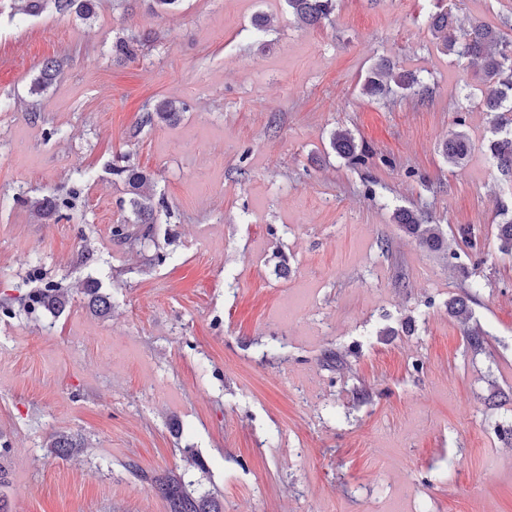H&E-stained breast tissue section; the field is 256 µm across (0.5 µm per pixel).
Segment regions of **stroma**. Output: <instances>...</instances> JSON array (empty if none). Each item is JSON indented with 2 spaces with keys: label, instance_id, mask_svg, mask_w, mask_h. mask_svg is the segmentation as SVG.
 Listing matches in <instances>:
<instances>
[{
  "label": "stroma",
  "instance_id": "35a3bbf8",
  "mask_svg": "<svg viewBox=\"0 0 512 512\" xmlns=\"http://www.w3.org/2000/svg\"><path fill=\"white\" fill-rule=\"evenodd\" d=\"M433 9L337 0L305 26L285 0H98L90 21L0 0V302L49 281L70 294L59 315H0L12 512H169L129 460L221 512H512V257L496 239L512 186L475 69L432 38ZM458 16L512 39V0H463ZM382 59L424 95H363ZM162 100L187 109L142 124ZM338 128L360 163L331 149ZM457 130L472 150L455 167L442 144ZM116 165L164 198L157 247L114 240L130 215ZM21 191L74 206L39 219ZM399 208L440 224L444 249L408 236ZM464 224L474 246L455 239ZM89 276L109 314L79 292ZM464 294L479 354L448 314ZM56 431L81 449L51 455Z\"/></svg>",
  "mask_w": 512,
  "mask_h": 512
}]
</instances>
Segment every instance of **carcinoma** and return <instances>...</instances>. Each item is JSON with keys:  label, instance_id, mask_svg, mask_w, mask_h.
I'll use <instances>...</instances> for the list:
<instances>
[{"label": "carcinoma", "instance_id": "obj_1", "mask_svg": "<svg viewBox=\"0 0 512 512\" xmlns=\"http://www.w3.org/2000/svg\"><path fill=\"white\" fill-rule=\"evenodd\" d=\"M21 10L28 15H38L46 10L58 14H76L88 20L95 13L94 0H20ZM288 7L297 20L305 25H315L328 19L336 10V0H286ZM436 11L430 15L429 29L441 48L461 59H469L479 64V81L484 86L481 105L487 112H496L497 127L495 138L489 141L488 151L503 179L512 184V119L505 113L512 112V41L504 32L494 29L480 20L470 23L469 29L460 35L453 34L457 18L455 7L445 6L441 0L435 3ZM420 85L419 78L407 71L396 69L386 60L380 61L366 77L362 90L371 97L385 98L398 91H411ZM184 107L174 101H163L156 105L154 112H148L143 122L149 123L154 118L175 119ZM330 146L336 154L351 163L362 160L363 152L353 134L347 129H338L331 133ZM471 150L468 136L463 132H454L443 143V155L452 165L462 164ZM112 174L119 177L128 188L129 205L132 208L134 223L118 224L112 230V236L121 243L132 247H145L153 241L155 224L161 219V212L167 210L165 201L155 199L149 192L150 178L143 171L130 165L115 166ZM17 200L29 206L39 215L58 214L72 208L67 198L44 197L30 199L24 192H19ZM396 221L406 232L414 237L420 245L431 250L443 247L444 234L438 224L430 223L425 215L409 209L396 212ZM496 238L498 250L504 255H512V217L505 218L497 225ZM89 305L99 314H107L112 308L111 297L100 292L93 279H88L83 288ZM28 300L59 313L69 303L67 291L47 282L34 290ZM467 348L478 354L486 349V339L478 328L463 327ZM47 447L59 458L66 457L79 447L72 435L66 432H54L49 436ZM124 469L146 481L150 488L163 497L170 506V512H221L216 507L214 498L197 496L192 489L193 482L177 476H149L143 473L136 462L129 460Z\"/></svg>", "mask_w": 512, "mask_h": 512}]
</instances>
